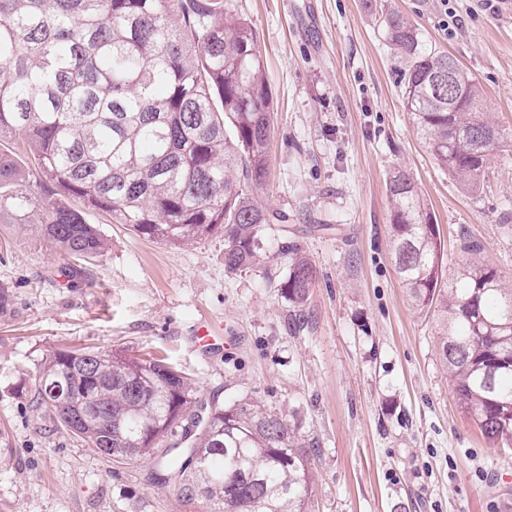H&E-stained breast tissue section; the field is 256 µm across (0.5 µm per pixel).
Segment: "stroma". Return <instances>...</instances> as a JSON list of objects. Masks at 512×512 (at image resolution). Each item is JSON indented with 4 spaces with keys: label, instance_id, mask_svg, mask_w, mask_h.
<instances>
[{
    "label": "stroma",
    "instance_id": "obj_1",
    "mask_svg": "<svg viewBox=\"0 0 512 512\" xmlns=\"http://www.w3.org/2000/svg\"><path fill=\"white\" fill-rule=\"evenodd\" d=\"M229 0L250 21L273 97L263 206L266 262L224 268L217 231L174 247L98 211L102 256L60 275L36 227L0 224V512H201L116 464L35 402V375L65 348L165 358L206 403L273 408L314 445L310 512H512V445L488 442L458 405L432 317L415 311L389 248L387 180L406 172L435 215L444 264L460 240L512 286V0ZM398 11L480 84L503 137L480 195L417 135L403 64L381 17ZM316 271L296 313L279 283L292 252ZM210 334L207 344L198 336Z\"/></svg>",
    "mask_w": 512,
    "mask_h": 512
}]
</instances>
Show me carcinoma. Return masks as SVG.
Returning <instances> with one entry per match:
<instances>
[{
	"label": "carcinoma",
	"instance_id": "cac0c4a2",
	"mask_svg": "<svg viewBox=\"0 0 512 512\" xmlns=\"http://www.w3.org/2000/svg\"><path fill=\"white\" fill-rule=\"evenodd\" d=\"M384 36L406 60L403 95L438 166L475 195L502 135L483 90L399 12ZM272 95L254 27L228 0H0V224H35L60 256L85 261L103 212L180 247L224 230V267L253 264L285 216L257 200L267 176ZM390 248L413 308L434 313L460 407L492 443L512 442V288L468 255L448 287L437 225L412 179L387 184ZM315 278L294 254L280 284L305 305ZM36 403L100 453L140 449L151 480L204 512H308L311 456L260 403L207 404L161 359L59 350L38 369ZM180 436L184 447L159 449Z\"/></svg>",
	"mask_w": 512,
	"mask_h": 512
}]
</instances>
